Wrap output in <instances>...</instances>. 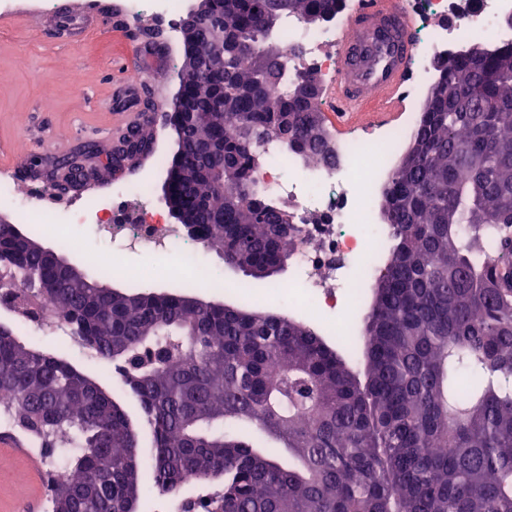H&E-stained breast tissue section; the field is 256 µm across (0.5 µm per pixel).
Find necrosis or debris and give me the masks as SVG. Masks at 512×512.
Here are the masks:
<instances>
[{
  "mask_svg": "<svg viewBox=\"0 0 512 512\" xmlns=\"http://www.w3.org/2000/svg\"><path fill=\"white\" fill-rule=\"evenodd\" d=\"M447 10L448 0H417L410 11L418 78L407 93L409 107L399 123L358 128L341 137L331 168L308 166L301 156L276 143L258 158L255 176L267 199L288 206L303 229L293 255L296 274L275 288L276 296L289 306L302 308L315 301L332 308L340 295L362 296L363 283L354 278L353 263L359 259L375 265L381 257L384 232L377 227L358 229L359 212L368 204L367 192L385 179L388 160L416 129L426 88L437 76L435 61L456 50L467 31H492L495 47L512 43V0H474L471 11L453 27L438 23ZM349 15V9H342L329 24L314 30L289 19L278 35L279 46L285 51L303 44L307 65L322 82H330L337 70L334 48L349 31ZM112 186L111 195L96 204L78 192L64 195L56 202L53 217L64 225H93L98 235L138 254L163 277L193 281L189 263L200 245L155 212L149 182L118 175ZM134 203L140 206L141 221L129 224L124 213Z\"/></svg>",
  "mask_w": 512,
  "mask_h": 512,
  "instance_id": "necrosis-or-debris-1",
  "label": "necrosis or debris"
}]
</instances>
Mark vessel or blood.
I'll return each mask as SVG.
<instances>
[{"instance_id": "b4317fda", "label": "vessel or blood", "mask_w": 512, "mask_h": 512, "mask_svg": "<svg viewBox=\"0 0 512 512\" xmlns=\"http://www.w3.org/2000/svg\"><path fill=\"white\" fill-rule=\"evenodd\" d=\"M93 25L92 19L76 18L70 0H56L51 28L72 38ZM416 50L412 18L401 0H359L348 33L336 45L340 69L326 87L336 106L331 119L337 128L348 131L362 121L394 119Z\"/></svg>"}]
</instances>
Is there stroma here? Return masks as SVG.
I'll list each match as a JSON object with an SVG mask.
<instances>
[{
    "instance_id": "35a3bbf8",
    "label": "stroma",
    "mask_w": 512,
    "mask_h": 512,
    "mask_svg": "<svg viewBox=\"0 0 512 512\" xmlns=\"http://www.w3.org/2000/svg\"><path fill=\"white\" fill-rule=\"evenodd\" d=\"M111 12L98 15V26L75 40H63L41 33L40 19L0 28V161L20 172V191L53 200L50 168L34 170L33 158L50 161L72 156L79 143L96 144L95 158L84 160L90 170L88 189L105 191L112 173L105 162L112 152L113 136L134 116L137 97L127 92L132 77L145 74L153 92L157 120L153 127L155 146L164 154L176 148L175 133L169 124L173 102L179 87L177 67L144 56L128 40H120L113 27L122 0H106ZM129 58L128 75H121L115 64ZM85 249L116 254L127 271L126 278L114 280V287L127 291H167L170 283L145 270L139 257L131 252L114 253L111 243L96 237L88 225H73ZM12 319L19 336L37 349L54 351L89 374L115 398L124 400L130 410L138 405L110 365L88 363L71 341L56 328L37 326L29 320Z\"/></svg>"
}]
</instances>
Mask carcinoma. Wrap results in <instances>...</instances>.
<instances>
[{
	"label": "carcinoma",
	"mask_w": 512,
	"mask_h": 512,
	"mask_svg": "<svg viewBox=\"0 0 512 512\" xmlns=\"http://www.w3.org/2000/svg\"><path fill=\"white\" fill-rule=\"evenodd\" d=\"M343 0H200L180 66L190 132L174 127L171 202L227 262L292 257L286 210L265 200L254 161L275 139L311 164L332 158L317 79L291 73L274 36L319 25ZM451 52L380 200L388 254L353 351L292 316L190 304L198 292L114 293L0 224V270L49 298L72 335L112 364L133 419L100 384L0 322V414L62 467L52 512H124L154 485L180 497L214 485L205 512H512V44ZM282 93L269 97L271 87ZM55 185L72 177L69 159ZM364 363L363 377L352 361Z\"/></svg>",
	"instance_id": "1"
}]
</instances>
